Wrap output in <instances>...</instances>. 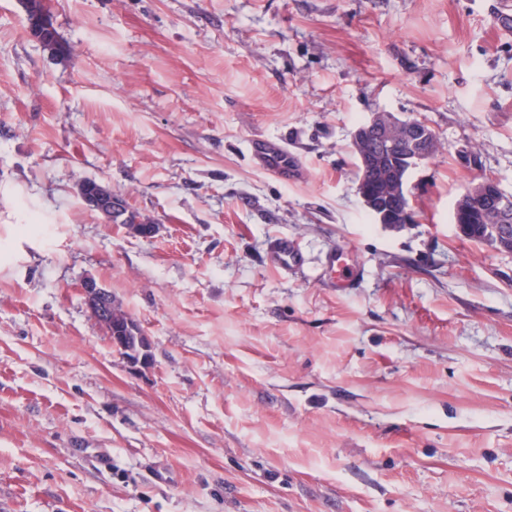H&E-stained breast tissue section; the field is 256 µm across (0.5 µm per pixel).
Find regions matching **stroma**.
Returning <instances> with one entry per match:
<instances>
[{"label": "stroma", "instance_id": "obj_1", "mask_svg": "<svg viewBox=\"0 0 512 512\" xmlns=\"http://www.w3.org/2000/svg\"><path fill=\"white\" fill-rule=\"evenodd\" d=\"M503 2L45 0L60 59L0 0V512H512V252L453 221L482 176L512 193ZM374 112L439 141L400 228L358 189ZM85 179L156 235L104 223ZM331 252L353 288L317 280ZM251 144L256 159L281 181L288 183L296 176V162L282 145L263 139H255ZM274 263L281 269H301L305 263V257L299 246L288 237L281 236L271 243ZM81 291L91 315L95 319L103 315L107 317V335L114 347L120 350L129 367L133 369L148 367L151 364V355L147 336H144L135 321L116 308L112 303L111 292L93 279L84 281ZM132 340L134 345L129 344Z\"/></svg>", "mask_w": 512, "mask_h": 512}]
</instances>
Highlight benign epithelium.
<instances>
[{"label":"benign epithelium","mask_w":512,"mask_h":512,"mask_svg":"<svg viewBox=\"0 0 512 512\" xmlns=\"http://www.w3.org/2000/svg\"><path fill=\"white\" fill-rule=\"evenodd\" d=\"M396 119L388 112H377L372 117L362 122L353 132L357 137L372 128L388 127L395 123ZM412 130L411 140L405 150L398 154V167L404 175L421 162L427 152V145L433 136V130L424 120L409 122ZM85 204L97 208L106 218L112 220V205L115 198L112 192H97L93 195L82 197ZM462 200L469 203L477 202L481 205L490 202L504 216L512 214V194L506 193L497 179L486 177L475 186L469 188L462 196ZM81 291L85 296L88 308L94 318L107 317V335L114 347L122 353L123 359L129 367L145 368L151 364L149 342L144 336L140 326L112 303L111 292L99 285L95 280L84 281Z\"/></svg>","instance_id":"benign-epithelium-1"}]
</instances>
